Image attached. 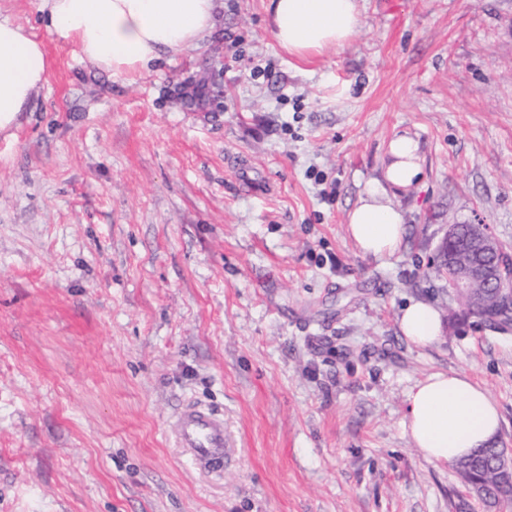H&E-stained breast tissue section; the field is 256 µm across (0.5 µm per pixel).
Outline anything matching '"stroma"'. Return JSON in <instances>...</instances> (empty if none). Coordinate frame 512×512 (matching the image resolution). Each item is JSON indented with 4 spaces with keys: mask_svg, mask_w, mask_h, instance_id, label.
<instances>
[{
    "mask_svg": "<svg viewBox=\"0 0 512 512\" xmlns=\"http://www.w3.org/2000/svg\"><path fill=\"white\" fill-rule=\"evenodd\" d=\"M223 2L128 79L0 0L50 62L0 132V512H512L402 426L459 372L512 450V331L426 274L451 224L512 249V0H359L357 34L304 58L266 0ZM207 60L199 109L173 88ZM402 134L423 178L390 196L399 250L368 256L347 215ZM415 301L443 319L425 348L398 327ZM192 402L224 416L221 476L176 440Z\"/></svg>",
    "mask_w": 512,
    "mask_h": 512,
    "instance_id": "1",
    "label": "stroma"
}]
</instances>
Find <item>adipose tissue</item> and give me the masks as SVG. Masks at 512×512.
I'll return each instance as SVG.
<instances>
[{
    "label": "adipose tissue",
    "instance_id": "ef3b65f1",
    "mask_svg": "<svg viewBox=\"0 0 512 512\" xmlns=\"http://www.w3.org/2000/svg\"><path fill=\"white\" fill-rule=\"evenodd\" d=\"M47 29L73 45L78 56L112 76H132L162 54L198 45L218 20L221 0H42ZM272 34L289 54L304 57L344 46L358 31L357 0H267ZM49 63L34 34L0 18V131L25 111L43 84ZM423 163L417 141L400 135L389 143L381 178L367 181L348 214V232L367 255L398 251L403 215L391 191L417 184ZM398 325L411 344L433 343L441 330L438 311L425 302L405 307ZM414 448L427 461L452 464L487 444L501 416L488 392L461 373H434L407 396L403 421Z\"/></svg>",
    "mask_w": 512,
    "mask_h": 512
}]
</instances>
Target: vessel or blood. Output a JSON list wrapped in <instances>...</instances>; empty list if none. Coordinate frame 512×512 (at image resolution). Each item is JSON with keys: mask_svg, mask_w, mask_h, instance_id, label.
<instances>
[{"mask_svg": "<svg viewBox=\"0 0 512 512\" xmlns=\"http://www.w3.org/2000/svg\"><path fill=\"white\" fill-rule=\"evenodd\" d=\"M176 431L182 447L197 466H223L224 422L212 411L199 407L183 410L176 419Z\"/></svg>", "mask_w": 512, "mask_h": 512, "instance_id": "obj_1", "label": "vessel or blood"}]
</instances>
